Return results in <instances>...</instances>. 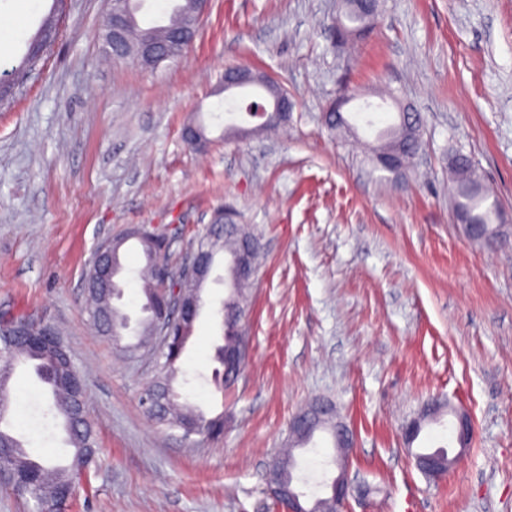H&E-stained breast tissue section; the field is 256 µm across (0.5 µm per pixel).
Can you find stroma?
<instances>
[{
	"mask_svg": "<svg viewBox=\"0 0 512 512\" xmlns=\"http://www.w3.org/2000/svg\"><path fill=\"white\" fill-rule=\"evenodd\" d=\"M108 0H67L33 74L0 107V319L62 332L100 455L64 512H279L263 473L293 416L330 400L357 433L343 512H512V223L498 248L453 218L450 161L462 154L512 213V0H381L380 24L339 48L340 0H212L195 41L146 70L114 61L98 26ZM53 0H0V79L53 16ZM271 75L294 96L276 133L235 119L256 89L216 92L227 66ZM347 77L341 135L323 121ZM390 87L421 117L422 149L401 174L378 169L377 128L395 123ZM202 115L211 140L190 147ZM257 234L249 356L224 391V433L199 446L157 429L141 405L152 375L92 329L84 274L104 241L167 225L184 262L213 210ZM120 307L142 316L135 241ZM225 288H205L176 387L212 409L210 357ZM14 425L60 461L72 450L30 368L16 370ZM432 399L465 408L470 448L440 479L422 475L402 427ZM317 434L298 452L309 497L333 471Z\"/></svg>",
	"mask_w": 512,
	"mask_h": 512,
	"instance_id": "35a3bbf8",
	"label": "stroma"
}]
</instances>
